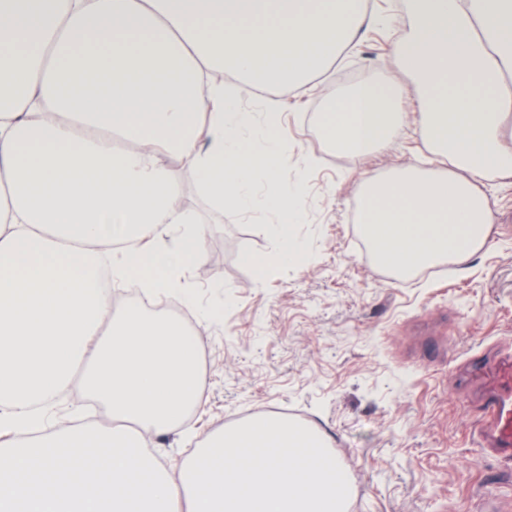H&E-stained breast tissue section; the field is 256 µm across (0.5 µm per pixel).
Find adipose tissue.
Masks as SVG:
<instances>
[{"instance_id": "1", "label": "adipose tissue", "mask_w": 512, "mask_h": 512, "mask_svg": "<svg viewBox=\"0 0 512 512\" xmlns=\"http://www.w3.org/2000/svg\"><path fill=\"white\" fill-rule=\"evenodd\" d=\"M395 46L446 172L414 164L363 179L357 220L396 278L465 261L493 222L477 179L512 177V0H407ZM368 0H0V512H345L319 430L255 415L208 436L180 469L146 438L203 398L199 347L176 320L115 315L97 260L132 290H176L206 225L183 210L169 160L207 197L272 218L259 275L306 259L302 187L283 180L281 112L237 83L306 89L375 26ZM396 81L338 92L318 114L337 149L366 156L401 134ZM264 192H256V183ZM80 383L112 425L48 430Z\"/></svg>"}]
</instances>
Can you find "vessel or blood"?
Wrapping results in <instances>:
<instances>
[{
    "label": "vessel or blood",
    "mask_w": 512,
    "mask_h": 512,
    "mask_svg": "<svg viewBox=\"0 0 512 512\" xmlns=\"http://www.w3.org/2000/svg\"><path fill=\"white\" fill-rule=\"evenodd\" d=\"M470 363L486 401L489 450L499 457L512 458V355L504 354L491 362L474 356Z\"/></svg>",
    "instance_id": "obj_1"
}]
</instances>
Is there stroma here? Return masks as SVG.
<instances>
[{"label": "stroma", "instance_id": "stroma-1", "mask_svg": "<svg viewBox=\"0 0 512 512\" xmlns=\"http://www.w3.org/2000/svg\"><path fill=\"white\" fill-rule=\"evenodd\" d=\"M403 0H370L384 24L314 76L313 95L271 89L288 137L278 159L284 178L300 180L305 218L296 228L308 258L266 276L244 254L267 255L275 238L256 221L216 208L185 162L182 207L209 224L203 258L184 285L194 296V336L204 380L202 404L183 432L149 439L164 464L189 454L188 434L206 438L257 413L301 418L319 429L346 470V512H482L485 501L512 500V459L484 451L481 388L464 360L487 349L512 352V179L490 194L494 222L487 242L465 263L393 277L363 249L356 190L369 175L399 165L428 166L414 132L415 95L399 106L405 131L365 159H345L318 130L314 114L326 92L360 81H403L393 53L412 22ZM314 160L300 170L302 156ZM222 312L198 321L202 307ZM55 425L108 427L105 406L80 384L50 410Z\"/></svg>", "mask_w": 512, "mask_h": 512}]
</instances>
